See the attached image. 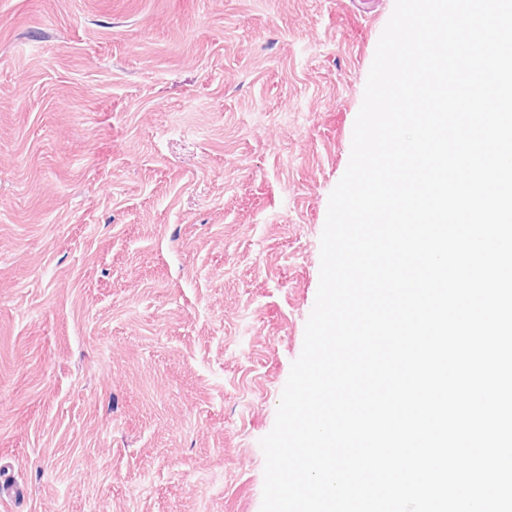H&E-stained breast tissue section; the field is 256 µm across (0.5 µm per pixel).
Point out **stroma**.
Masks as SVG:
<instances>
[{
    "label": "stroma",
    "instance_id": "1",
    "mask_svg": "<svg viewBox=\"0 0 512 512\" xmlns=\"http://www.w3.org/2000/svg\"><path fill=\"white\" fill-rule=\"evenodd\" d=\"M395 0H0V512H260Z\"/></svg>",
    "mask_w": 512,
    "mask_h": 512
}]
</instances>
